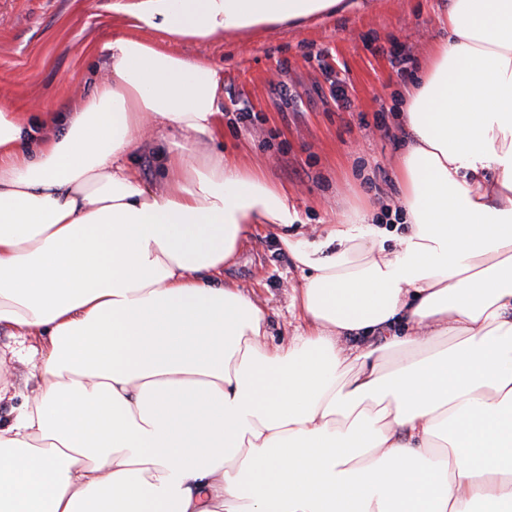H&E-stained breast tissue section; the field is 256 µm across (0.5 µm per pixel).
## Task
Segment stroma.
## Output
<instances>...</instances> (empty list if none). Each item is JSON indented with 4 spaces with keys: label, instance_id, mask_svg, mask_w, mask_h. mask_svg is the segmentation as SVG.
<instances>
[{
    "label": "stroma",
    "instance_id": "1",
    "mask_svg": "<svg viewBox=\"0 0 512 512\" xmlns=\"http://www.w3.org/2000/svg\"><path fill=\"white\" fill-rule=\"evenodd\" d=\"M115 3L0 0V105L18 112L34 137L61 134L64 114L101 84L103 46L130 31ZM373 3L251 38L227 33L202 44L172 41L154 30L138 36L219 69L224 132L218 147L286 188L315 228L326 213L366 202L394 204L402 194L394 177L403 147L394 94L404 81L390 58L408 49L410 70L420 72L427 47L440 35L435 18L448 0ZM341 89L351 108L338 100ZM244 106L256 115L247 127L237 121ZM380 115L388 131L377 128ZM230 275L266 308L271 342L288 340L300 324L288 307L303 272L270 225L255 226Z\"/></svg>",
    "mask_w": 512,
    "mask_h": 512
}]
</instances>
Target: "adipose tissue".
<instances>
[{"label": "adipose tissue", "instance_id": "adipose-tissue-1", "mask_svg": "<svg viewBox=\"0 0 512 512\" xmlns=\"http://www.w3.org/2000/svg\"><path fill=\"white\" fill-rule=\"evenodd\" d=\"M346 0H119L207 43ZM397 93L398 216L332 213L213 150L222 77L124 36L110 76L31 141L0 108V512H512V0H450ZM170 130L148 187L146 127ZM305 268V326L224 277L254 225ZM155 143H149L138 150L137 156L135 157L136 170L141 179L148 185H154L157 182L160 160H159V148L154 145Z\"/></svg>", "mask_w": 512, "mask_h": 512}]
</instances>
